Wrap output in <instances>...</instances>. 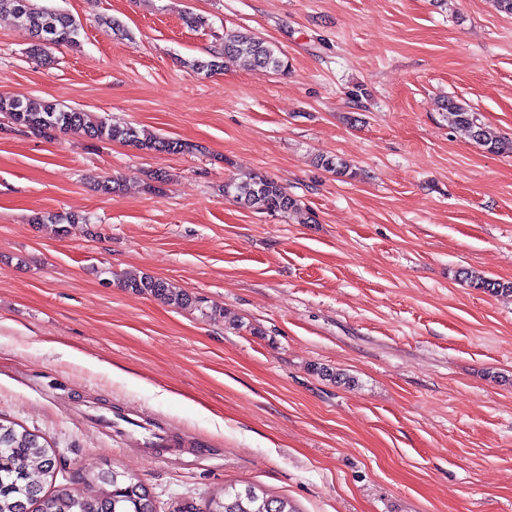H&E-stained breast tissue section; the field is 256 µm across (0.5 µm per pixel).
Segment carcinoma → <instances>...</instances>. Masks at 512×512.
<instances>
[{"label":"carcinoma","mask_w":512,"mask_h":512,"mask_svg":"<svg viewBox=\"0 0 512 512\" xmlns=\"http://www.w3.org/2000/svg\"><path fill=\"white\" fill-rule=\"evenodd\" d=\"M7 12L25 26L32 37L27 48L30 59L41 64L51 62V51L58 47H80L82 26L70 14L51 7L39 6L34 0H0V13ZM242 58L257 70L286 69L280 49L247 29L224 32L223 53L207 61H194L197 72L221 70V56ZM439 108L448 121L467 130L479 146L491 154L512 152V141L501 137L487 125L480 114L464 101L446 98ZM0 114L11 124L37 137L54 132L81 130L91 140H110L140 150L179 154L190 145L178 139L145 133L132 126H116L87 112L65 110L56 103L37 106L0 94ZM317 163L340 177H353L354 172L341 159L317 158ZM224 196L259 213L290 214L299 210L298 200L286 188L262 173L245 180L230 179L224 183ZM36 223L58 226L66 232V224H86L88 220L73 214L47 213L35 218ZM460 279L471 287L491 294L512 293V282L488 278L474 270L459 271ZM118 285L132 292L148 295L177 308L196 306L198 300L173 287L161 278L148 274L125 273L116 276ZM58 467L56 455L39 436L24 429L0 424V512H155L151 494L145 484L116 470L100 471L94 477H82L83 488L52 489ZM205 512H296L288 500L270 496L252 485L242 489L228 485L207 501Z\"/></svg>","instance_id":"carcinoma-1"}]
</instances>
